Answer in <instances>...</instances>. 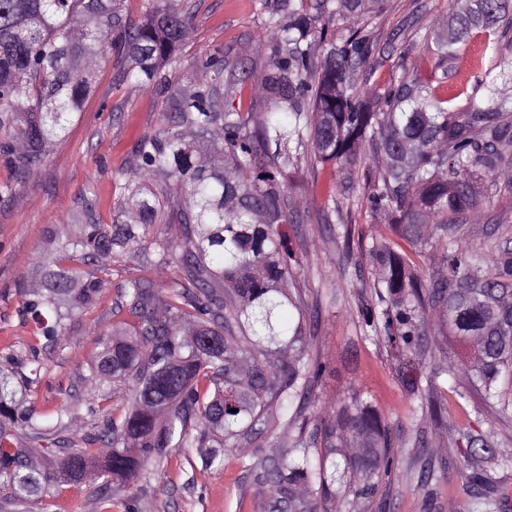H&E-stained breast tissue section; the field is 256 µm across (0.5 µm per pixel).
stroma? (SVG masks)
I'll return each mask as SVG.
<instances>
[{"label":"stroma","mask_w":512,"mask_h":512,"mask_svg":"<svg viewBox=\"0 0 512 512\" xmlns=\"http://www.w3.org/2000/svg\"><path fill=\"white\" fill-rule=\"evenodd\" d=\"M181 2L192 14V25L176 60L165 69L171 86L192 88L197 60L220 50L249 75L243 88L223 82L224 97L256 100L253 86L269 65L259 38L276 0ZM449 9L448 0H386L381 12L364 15L360 24L372 34L375 49L368 66L355 74L357 86L381 90L405 75L424 81L444 77L468 89V98L455 102L458 111L473 102L487 105L480 80L497 63L512 61V32L490 47L485 35H478L457 60L440 65L421 50L420 40L444 23ZM127 68V61L106 56L95 75V91L84 101L68 135L17 185L14 198H0V345H10L17 355H25L35 340L33 323L20 318L18 307L25 290L40 284L39 257L57 253V229L74 238L82 234L85 202L94 204L101 223H111L121 194L120 173L131 165L135 142L155 131L161 113L170 109L164 91L126 82ZM284 182L304 217L285 231L300 259L297 286L316 336L312 352L326 367L317 393L331 402L346 397L353 386L367 392L396 435L395 469L382 489L383 508L359 500L352 505L354 512H512V385L501 387L504 403L484 402L468 392L465 382L438 370L447 360L464 361L465 351L442 340L432 343L424 363L434 375L432 398L442 408L441 422L432 421L429 400L406 393L397 376L395 351L365 327L360 314L375 301L366 253L372 243L391 236L380 215L366 204L362 170L349 179L335 177L304 157ZM477 183L486 202L463 217L464 242L478 249L493 243L512 246V176H483ZM138 263L134 256L99 260L105 274L98 304L67 320L60 347L42 355L45 377L30 393L41 412L84 406L97 336L111 331L124 280ZM467 433L492 441L498 449L493 460L478 463L499 488L485 504L462 488ZM437 449L443 452L444 464L432 480H424L421 468ZM195 455L192 448L174 449L167 460L149 462L137 479L114 485L108 500L93 476L52 486L38 510L260 512L267 489L254 483L243 457L228 453L223 467L195 471L188 463Z\"/></svg>","instance_id":"obj_1"}]
</instances>
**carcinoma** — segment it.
<instances>
[{"instance_id":"obj_1","label":"carcinoma","mask_w":512,"mask_h":512,"mask_svg":"<svg viewBox=\"0 0 512 512\" xmlns=\"http://www.w3.org/2000/svg\"><path fill=\"white\" fill-rule=\"evenodd\" d=\"M304 2L282 0L270 17L273 59L257 85L264 111L242 112L220 97L224 74L238 81L220 52L200 59L197 87L171 92V111L137 140L133 167L121 173L127 219L102 224L88 211L83 235L42 262L43 288L21 306L37 344L25 359L0 349V492L10 501L33 504L53 483L82 481L90 466L109 493L174 448L197 449L208 470L223 465L226 451L248 456L243 440L280 427L298 430L288 456L253 465L267 488L266 512H346L348 497L369 502L388 483L392 426L357 391L319 407L325 367L311 354L315 336L293 292L300 259L282 231L300 223L281 179L306 146L313 164L341 173L366 163L367 206L396 236L367 252L379 306L361 315L401 353L404 390L423 397L433 388L419 362L421 346L435 340L433 318L468 351L462 373L485 401L499 400L500 384L512 379V249L482 254L454 237L460 217L482 203L478 176L512 174V111L499 102L455 112L463 91L407 79L372 93L374 110L353 85L374 53L371 38L353 27L338 43L329 24L356 21L380 0H316L310 12ZM451 4L448 23L422 44L443 64L476 34L512 28V0ZM188 30L177 0H147L134 24L117 0H0V165L18 183L41 165L109 52L131 61L127 80L169 89L162 68ZM173 190L183 200L177 209L167 207ZM173 220L180 237L152 239L155 258L144 255L129 273L119 309L131 320L99 336L87 380L93 406L106 400L103 383L133 380L131 406L80 435L72 432L77 413L24 405L41 379L40 352L60 344L65 320L97 302L103 281L90 266L143 249L154 225ZM436 235L449 238L446 274L426 285L411 255ZM158 266L173 273L164 288L153 277ZM310 407L320 408L312 422L304 417ZM23 429L63 447L52 471L33 459ZM467 448L468 458L495 455L480 437L468 436ZM464 490L493 494L479 469L465 476Z\"/></svg>"}]
</instances>
